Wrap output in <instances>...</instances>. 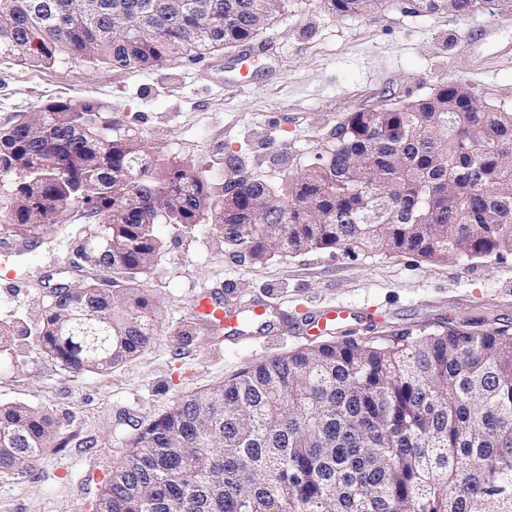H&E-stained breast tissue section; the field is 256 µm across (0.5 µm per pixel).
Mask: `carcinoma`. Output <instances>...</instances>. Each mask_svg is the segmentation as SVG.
Returning a JSON list of instances; mask_svg holds the SVG:
<instances>
[{
  "instance_id": "carcinoma-1",
  "label": "carcinoma",
  "mask_w": 512,
  "mask_h": 512,
  "mask_svg": "<svg viewBox=\"0 0 512 512\" xmlns=\"http://www.w3.org/2000/svg\"><path fill=\"white\" fill-rule=\"evenodd\" d=\"M287 0H0V57L50 68L158 67L239 47ZM365 16L387 0H325ZM482 0H418L470 16ZM94 102L41 104L0 131V233L35 239L78 205L122 293L90 282L43 310L35 347L76 371H109L147 349L157 307L140 288L162 221L218 233L256 259L313 249L512 254V111L464 82L381 111L352 112L318 162L272 187L216 194L206 171ZM57 422L0 407V469L53 444ZM94 512H512V332L477 322L382 341L307 344L180 397L127 441Z\"/></svg>"
}]
</instances>
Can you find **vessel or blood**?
<instances>
[{
    "label": "vessel or blood",
    "instance_id": "vessel-or-blood-1",
    "mask_svg": "<svg viewBox=\"0 0 512 512\" xmlns=\"http://www.w3.org/2000/svg\"><path fill=\"white\" fill-rule=\"evenodd\" d=\"M268 302L250 300L240 303L225 298L221 287L214 286L196 295L193 313L196 322L210 335H218L221 330L234 327L241 311H248L258 323H265L268 313ZM349 317L346 308L336 306L323 310L308 319V324L316 333L330 332Z\"/></svg>",
    "mask_w": 512,
    "mask_h": 512
}]
</instances>
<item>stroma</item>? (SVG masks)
<instances>
[{"label":"stroma","mask_w":512,"mask_h":512,"mask_svg":"<svg viewBox=\"0 0 512 512\" xmlns=\"http://www.w3.org/2000/svg\"><path fill=\"white\" fill-rule=\"evenodd\" d=\"M467 83L483 103L512 108V0H483L465 19L387 0L369 16H339L323 0H289L250 42L150 70L91 69L65 60L33 68L0 61V128L51 100L93 101L173 163L277 183L325 150L349 113ZM92 226L79 214L34 240L0 235V405L26 403L58 423L52 447L22 471H0V512H91L127 439L178 398L227 381L277 354L313 343L299 330L311 310L341 305L350 318L328 340L405 333L483 319L512 329V254L500 258L339 250L258 262L161 223L144 286L160 310L155 343L108 372H75L35 349L33 332L59 283L105 278L90 257ZM221 284L269 302L276 337L241 321L213 342L192 318L195 294Z\"/></svg>","instance_id":"35a3bbf8"}]
</instances>
